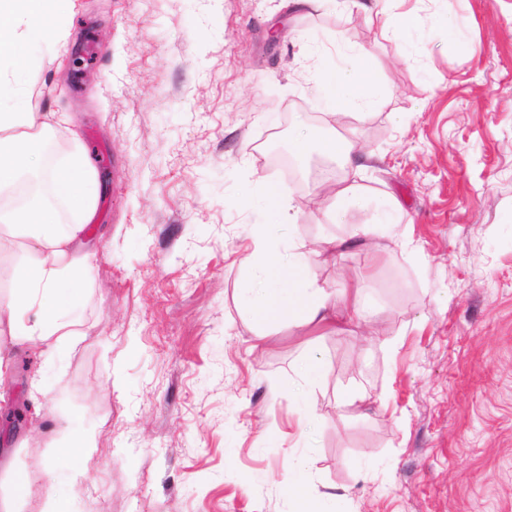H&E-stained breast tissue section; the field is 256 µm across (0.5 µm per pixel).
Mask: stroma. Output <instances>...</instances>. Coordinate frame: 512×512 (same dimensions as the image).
Returning <instances> with one entry per match:
<instances>
[{
    "mask_svg": "<svg viewBox=\"0 0 512 512\" xmlns=\"http://www.w3.org/2000/svg\"><path fill=\"white\" fill-rule=\"evenodd\" d=\"M454 7L460 35L441 21ZM414 44L381 19L326 0H76L63 49L29 47L26 93L67 113L43 157L84 152L100 193L95 250L70 351L13 345L0 382V483L40 473L64 418L98 451L65 512H512V0H401ZM363 42L388 91L340 131L372 152L355 180L372 205L395 197L406 237L380 256L353 251L312 267L328 287L362 276L368 324L252 347L237 290L241 261L269 213L257 176L300 208L297 238L349 235L371 207L325 223L307 153L293 180L261 154L322 110L311 77L338 41ZM80 65H71L73 57ZM402 123H394L393 113ZM321 378L302 380L309 353ZM36 422L14 420L32 404ZM350 384L363 410L337 405ZM308 467H300V460Z\"/></svg>",
    "mask_w": 512,
    "mask_h": 512,
    "instance_id": "35a3bbf8",
    "label": "stroma"
}]
</instances>
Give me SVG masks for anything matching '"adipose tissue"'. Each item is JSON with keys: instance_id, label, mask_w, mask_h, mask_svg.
Instances as JSON below:
<instances>
[{"instance_id": "obj_1", "label": "adipose tissue", "mask_w": 512, "mask_h": 512, "mask_svg": "<svg viewBox=\"0 0 512 512\" xmlns=\"http://www.w3.org/2000/svg\"><path fill=\"white\" fill-rule=\"evenodd\" d=\"M74 0H0V193L14 189L26 173L39 169L41 145L52 129L47 116L34 112L25 92L20 66L27 63V46L38 40L57 44L73 9ZM366 17H379L387 33L407 40L416 27L412 14L391 11V0H342ZM338 64L331 77L313 78L314 89L323 96L325 112L322 133L313 137L306 125H298L291 144L302 153L309 140L318 151L337 161L343 170L364 169L368 152L356 140L337 132L341 117L349 110H367L384 94V87L367 78L370 55L361 43L336 45ZM49 182L57 199L48 204L40 199L21 206H0V244L18 241L21 255L16 261L13 286L0 297V333L8 332L13 343L53 353L74 348L80 335L79 309L83 302L93 256L84 250L87 220L95 208L99 185L86 156L74 152L51 170ZM261 203L278 218L253 235L252 265L238 290V301L248 316L255 341H263L271 328L285 323L296 334L307 335L315 328L335 325L338 303L353 301L355 314L363 321L376 316L367 300L351 299L349 288L329 290L310 269L313 263L329 264L337 257L360 249L378 253L397 235L405 214L396 198L387 199L373 222L361 224L347 237L329 236L315 245L296 237H285L296 226L298 212L282 186L262 180ZM312 205L329 223H344L349 211L363 208L360 186L347 178L321 183ZM73 220L64 224L61 212ZM53 462L75 459L79 465L71 482L86 476L83 467L96 453L95 435L89 430L62 424L51 439ZM10 494L0 495V512H22L30 498H37L38 512H63L55 487L52 467L41 475L16 472Z\"/></svg>"}]
</instances>
